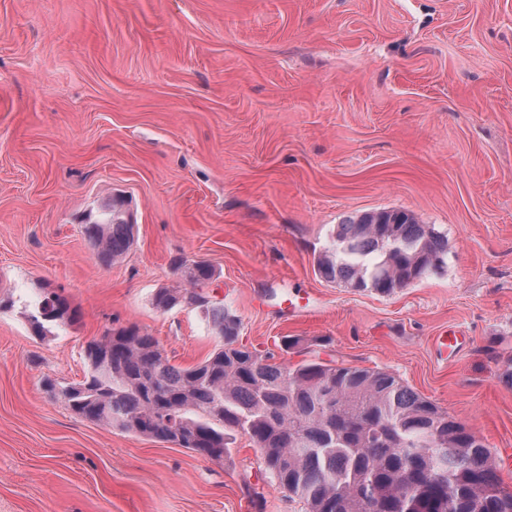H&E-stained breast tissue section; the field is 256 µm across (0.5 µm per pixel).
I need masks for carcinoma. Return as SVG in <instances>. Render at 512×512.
Listing matches in <instances>:
<instances>
[{
  "instance_id": "obj_1",
  "label": "carcinoma",
  "mask_w": 512,
  "mask_h": 512,
  "mask_svg": "<svg viewBox=\"0 0 512 512\" xmlns=\"http://www.w3.org/2000/svg\"><path fill=\"white\" fill-rule=\"evenodd\" d=\"M122 207L84 225L108 266L132 245ZM448 237L398 210L365 212L339 225L319 274L390 295L436 270ZM192 288L159 289L155 307H198L222 339L202 362L170 363L157 340L135 326L114 329L84 349V376L62 390L78 417L172 442L209 460L229 440L249 438L277 488L305 512H512L483 440L387 370L318 357L277 362L238 343L239 319L199 286L213 270L186 267ZM78 311L55 292L28 313L39 336Z\"/></svg>"
}]
</instances>
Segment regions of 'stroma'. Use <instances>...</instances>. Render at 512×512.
I'll list each match as a JSON object with an SVG mask.
<instances>
[{
    "label": "stroma",
    "instance_id": "1",
    "mask_svg": "<svg viewBox=\"0 0 512 512\" xmlns=\"http://www.w3.org/2000/svg\"><path fill=\"white\" fill-rule=\"evenodd\" d=\"M116 197L134 244L106 267L83 226ZM382 209L447 235L440 268L388 296L322 278L339 225ZM178 257L240 344L394 372L512 487V0H0V512H305L248 437L211 461L59 393L114 328L183 367L219 345L153 304ZM46 289L80 316L41 339Z\"/></svg>",
    "mask_w": 512,
    "mask_h": 512
}]
</instances>
